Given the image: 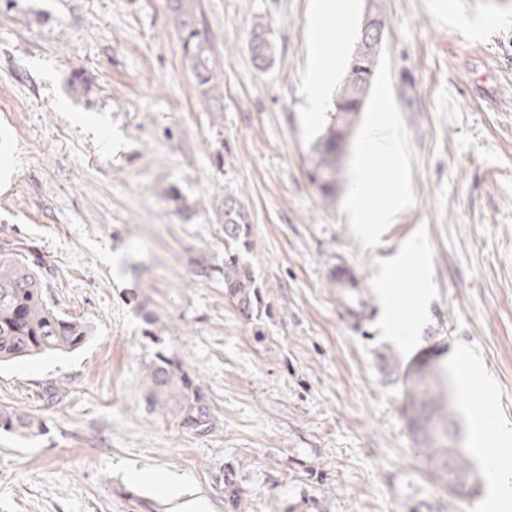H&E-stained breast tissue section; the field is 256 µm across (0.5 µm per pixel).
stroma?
Instances as JSON below:
<instances>
[{"instance_id":"1","label":"stroma","mask_w":512,"mask_h":512,"mask_svg":"<svg viewBox=\"0 0 512 512\" xmlns=\"http://www.w3.org/2000/svg\"><path fill=\"white\" fill-rule=\"evenodd\" d=\"M321 0H200L221 80L197 88L168 0H0V248L39 262L45 297L92 328L77 351L0 365V512H224L234 465L248 512H483L449 495L409 392L443 384L449 444L478 473L512 460V0H383L376 82L341 155L312 183L364 14L327 54ZM276 44L258 69L256 22ZM88 93L71 90L75 74ZM383 191L363 235L349 207L369 133ZM250 214L260 322L224 294V198ZM348 261L377 306L352 322L329 270ZM408 338L387 331L392 315ZM262 328L265 342L255 340ZM174 353L215 416L209 435L148 406L145 366ZM490 406L483 447L472 415ZM43 421L14 407L0 408V430L21 437L42 435Z\"/></svg>"}]
</instances>
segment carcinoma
<instances>
[{"label": "carcinoma", "mask_w": 512, "mask_h": 512, "mask_svg": "<svg viewBox=\"0 0 512 512\" xmlns=\"http://www.w3.org/2000/svg\"><path fill=\"white\" fill-rule=\"evenodd\" d=\"M174 25L181 42L184 58L197 85L207 92L217 78L214 46L200 28L199 0H169ZM253 58L260 67L271 64L275 44L266 25L254 26L251 42ZM379 53L362 52L358 66L345 65V73L333 102L343 111L332 107L325 133L312 152L316 155L312 181L324 195L336 190L340 169L336 163V139L347 138L355 130L364 108L350 105L355 86L364 74H377ZM247 208L234 196H224V291L239 313L252 320L262 311L264 299L256 286L253 269L247 255L253 248ZM44 281L38 265L0 255V363L55 353H71L83 347L91 336L85 322L63 314L43 296ZM149 379L148 404L164 415H170L185 429L206 436L214 428V414L200 384L185 369L176 356L157 353L146 365ZM415 400L424 406L437 403L431 393L432 384L419 378ZM43 421L14 407L0 408V430L21 437L42 435ZM430 465L448 477L451 494L473 486L472 463L458 448L429 449ZM225 512H245L233 466H224Z\"/></svg>", "instance_id": "obj_1"}]
</instances>
